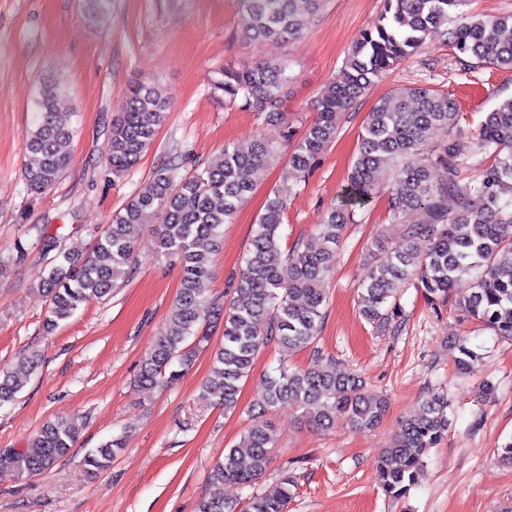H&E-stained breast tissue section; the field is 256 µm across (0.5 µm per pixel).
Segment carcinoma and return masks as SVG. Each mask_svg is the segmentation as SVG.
<instances>
[{
    "label": "carcinoma",
    "instance_id": "1",
    "mask_svg": "<svg viewBox=\"0 0 512 512\" xmlns=\"http://www.w3.org/2000/svg\"><path fill=\"white\" fill-rule=\"evenodd\" d=\"M109 0H84L91 23L105 15ZM327 0H237L247 23L245 43L289 40L303 31ZM374 28L363 31L344 60L342 79L329 82L314 103V119L294 139L286 178L308 174L336 139L343 114L384 75L431 42L448 47L462 65L512 69V14L486 19L465 10L469 0H382ZM212 93L224 104L278 115L282 89L290 80L288 61H227ZM169 106L167 92L154 81L141 82L119 106L110 128L107 163L120 176L133 168L153 145ZM73 111L59 82L48 80L39 91L36 119L26 129L24 178L30 192L55 185L70 164L62 145L73 129L58 121ZM458 105L431 86L393 90L380 97L365 119L347 177L341 204L322 223L284 250L281 226L288 201L271 191L259 215L243 265L228 278L236 294L229 301L208 300L202 284L211 278L224 225L254 191L252 172L279 158L278 149L257 137L249 144L226 143L210 163L179 175L173 160L160 164L141 189L112 215L90 251L78 258L59 253L51 261L42 288L48 298L44 320L51 333L80 306L99 300L133 274V255L147 210L162 215L156 234L165 254L178 259L180 288L164 330L142 361L141 387L169 385L191 367L197 351L209 342L203 331L211 320L224 323V341L215 350L203 395L235 410L261 348L275 343L284 351L315 343L327 300L326 281L335 273L337 250L346 225L387 183L386 211L393 224H404L420 210V224H405L404 248L390 261L371 268L357 302L363 319L376 329L399 331L401 288L412 285L430 305L455 300L478 330L512 341V97L501 100L481 121L470 149L456 137ZM480 170L478 177L469 172ZM454 208H448V200ZM467 284L457 294L456 288ZM457 370L471 371L477 353L459 346ZM39 365V354L17 360L14 370L0 371V406L12 403ZM288 401L315 428L329 429L343 416L360 427H376L387 410L386 399L366 390L361 375L316 364L306 369L282 364L268 376L254 407L263 414ZM448 398L432 393L417 419L401 424L378 464L382 490L404 497L417 483L425 458L448 433ZM81 425L74 419L46 422L30 448L0 452V469L17 476L50 470L73 447ZM116 436L84 458L92 472L104 471L123 450ZM277 447L271 424L253 420L241 441L224 453L210 472L212 484H248L262 473ZM296 487L282 475L273 496L252 497L243 509L213 493L196 512H288Z\"/></svg>",
    "mask_w": 512,
    "mask_h": 512
}]
</instances>
